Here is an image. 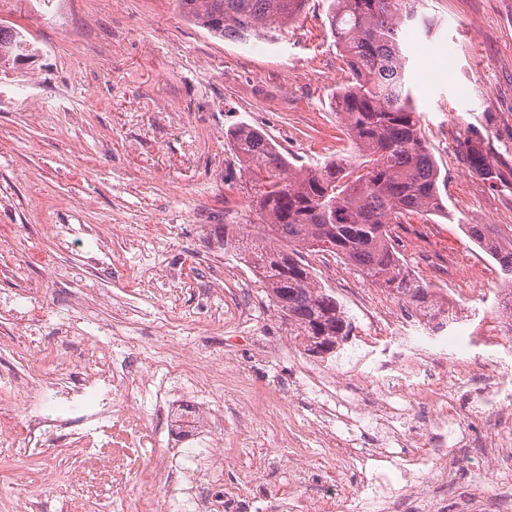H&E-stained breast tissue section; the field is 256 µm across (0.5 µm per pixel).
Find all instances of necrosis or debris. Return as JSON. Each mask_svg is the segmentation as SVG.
I'll list each match as a JSON object with an SVG mask.
<instances>
[{"mask_svg": "<svg viewBox=\"0 0 512 512\" xmlns=\"http://www.w3.org/2000/svg\"><path fill=\"white\" fill-rule=\"evenodd\" d=\"M369 320L389 339L385 357L373 361L366 375L345 383L337 382L328 366L312 367L318 382L314 394L321 397L335 388L336 408L353 414L369 405L372 389L386 381V393L404 400L407 410L424 421L408 434L406 462L418 476H426L447 461L448 426L456 418L449 382L485 366L475 351L478 339L462 329L450 338L426 331L407 339L403 333L409 317L391 311L371 310ZM71 341L80 357L108 360L107 374L85 370L39 344L35 350L45 370L27 368L0 376V427L16 434L26 456L39 460L53 448L85 455L107 438L116 448L149 446L155 453L139 471L145 495L121 501L114 512H165L177 493L195 504V512H242L239 505H226L223 486H208L196 477L198 445L212 449V470L223 468L224 416L213 401L214 390L224 384L223 362L188 359L171 336L157 346L153 358L116 364L110 346L79 333ZM186 375L192 378L188 388L179 384ZM234 382L244 391L237 439L248 438L254 417L287 412L288 386L257 383L243 369L236 371ZM20 397L25 411L19 418L13 406ZM141 399L154 403L155 421H148L138 408Z\"/></svg>", "mask_w": 512, "mask_h": 512, "instance_id": "necrosis-or-debris-1", "label": "necrosis or debris"}]
</instances>
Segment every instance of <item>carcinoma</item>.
<instances>
[{"label": "carcinoma", "mask_w": 512, "mask_h": 512, "mask_svg": "<svg viewBox=\"0 0 512 512\" xmlns=\"http://www.w3.org/2000/svg\"><path fill=\"white\" fill-rule=\"evenodd\" d=\"M188 20L219 38H244L256 28L289 22L305 0H177ZM408 0H330L328 23L351 75L332 105L355 153L312 169L295 167L263 131L240 125L229 133L264 228L260 240L234 244L267 288L295 336L315 356L332 355L353 328L333 294L302 262L301 253L327 252L371 282L408 301L427 322L448 315L446 303L413 277L399 256L392 225L444 209L440 169L421 132L409 85L401 26L414 14ZM30 51L22 31L0 26V56ZM465 164L484 179H502L479 137L464 141ZM469 237L512 282V237L495 224L467 225Z\"/></svg>", "instance_id": "carcinoma-1"}]
</instances>
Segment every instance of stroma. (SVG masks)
Segmentation results:
<instances>
[{
  "instance_id": "1",
  "label": "stroma",
  "mask_w": 512,
  "mask_h": 512,
  "mask_svg": "<svg viewBox=\"0 0 512 512\" xmlns=\"http://www.w3.org/2000/svg\"><path fill=\"white\" fill-rule=\"evenodd\" d=\"M326 0H307L290 23L267 25L246 39L220 40L184 18L175 0H0V25L24 29L33 56L0 65V296L26 292L40 299L34 326L14 324L0 308V375L32 366L30 342H60L77 325L102 342L121 338L115 357L147 354L164 330L194 357L249 367L260 383L290 377L292 352L266 358L287 319L236 250L220 244L225 224L256 235L250 185L226 138L247 124L263 130L295 165L314 166L351 153L331 101L350 75L327 21ZM413 20L399 33L422 131L447 185L445 214L398 224L394 233L411 273L437 298L447 286L420 265L429 255L465 268L454 307L470 333L506 332L493 313L505 285L497 261L468 236L470 224L512 228V0H416ZM479 136L507 177L490 182L469 173L462 142ZM67 224L66 243L50 227ZM249 295L242 327L219 323L231 301ZM451 397L458 419L448 432V457L468 454L464 437L482 433L469 419L473 391ZM307 398L294 402L289 425L302 434L292 458H319L310 434ZM278 431L257 420L253 437L224 452V498L247 495L265 477L279 499L250 501V512H301L325 491L338 461L289 482L269 445ZM153 451L111 449L46 459L53 484L43 512H112L119 491L139 492L136 470ZM486 459L435 473L444 490L431 512H506L512 480L483 481ZM37 474L13 439H0V512H14L15 495ZM352 486L380 483L391 504L409 486L390 462Z\"/></svg>"
}]
</instances>
